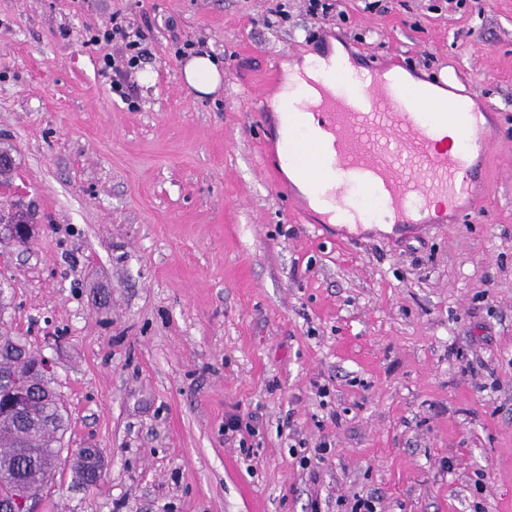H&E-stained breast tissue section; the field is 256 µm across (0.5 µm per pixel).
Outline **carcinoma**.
<instances>
[{
	"label": "carcinoma",
	"instance_id": "cac0c4a2",
	"mask_svg": "<svg viewBox=\"0 0 512 512\" xmlns=\"http://www.w3.org/2000/svg\"><path fill=\"white\" fill-rule=\"evenodd\" d=\"M18 343L26 347L22 337L7 331L0 333V400L9 392L15 380H24L34 388L30 411L24 418L0 419V487L9 485L19 493H38L55 475L56 450L67 429L68 419L58 393L47 394L41 380L31 370L38 358L25 351L26 358L18 359L9 346ZM73 469L80 483L91 488L101 477L93 476L94 466L75 462Z\"/></svg>",
	"mask_w": 512,
	"mask_h": 512
}]
</instances>
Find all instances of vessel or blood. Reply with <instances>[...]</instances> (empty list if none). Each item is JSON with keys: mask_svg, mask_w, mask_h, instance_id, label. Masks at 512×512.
Listing matches in <instances>:
<instances>
[{"mask_svg": "<svg viewBox=\"0 0 512 512\" xmlns=\"http://www.w3.org/2000/svg\"><path fill=\"white\" fill-rule=\"evenodd\" d=\"M302 74L289 98L291 122L309 127L318 175L310 191L343 224L348 238L393 218L400 230L427 223L430 213H457L474 191L477 153H488L493 132L465 97L430 112L398 72L375 63L336 68L330 51ZM457 130L455 142L440 138Z\"/></svg>", "mask_w": 512, "mask_h": 512, "instance_id": "1", "label": "vessel or blood"}]
</instances>
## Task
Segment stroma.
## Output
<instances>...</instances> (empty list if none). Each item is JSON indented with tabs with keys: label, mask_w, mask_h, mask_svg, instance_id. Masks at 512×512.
Masks as SVG:
<instances>
[{
	"label": "stroma",
	"mask_w": 512,
	"mask_h": 512,
	"mask_svg": "<svg viewBox=\"0 0 512 512\" xmlns=\"http://www.w3.org/2000/svg\"><path fill=\"white\" fill-rule=\"evenodd\" d=\"M307 6L0 0V220L30 226L0 238V331L53 360L69 417L40 512H512V0H336L318 33ZM116 12L153 24L130 105L84 43ZM177 39L223 62L211 97ZM331 40L491 113L462 223L339 245L273 189L262 88Z\"/></svg>",
	"instance_id": "stroma-1"
}]
</instances>
